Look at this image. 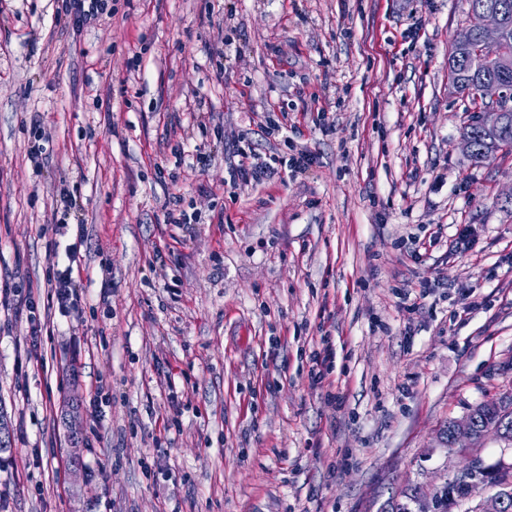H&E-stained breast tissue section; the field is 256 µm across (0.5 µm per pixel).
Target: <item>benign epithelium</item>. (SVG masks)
Listing matches in <instances>:
<instances>
[{"label": "benign epithelium", "mask_w": 512, "mask_h": 512, "mask_svg": "<svg viewBox=\"0 0 512 512\" xmlns=\"http://www.w3.org/2000/svg\"><path fill=\"white\" fill-rule=\"evenodd\" d=\"M461 40L465 43L473 63H482L490 58L497 71H512V29L501 10L482 9L475 38L463 36ZM473 95L477 103L476 112L482 117L487 138L491 141L497 140L503 126L512 119V84L495 77H487L473 90ZM451 433L457 448L469 447L474 438L483 443L490 436L500 442L505 439L502 431L494 428L476 433L473 420L467 413L452 420Z\"/></svg>", "instance_id": "7a95c632"}]
</instances>
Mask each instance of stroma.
<instances>
[{
  "label": "stroma",
  "mask_w": 512,
  "mask_h": 512,
  "mask_svg": "<svg viewBox=\"0 0 512 512\" xmlns=\"http://www.w3.org/2000/svg\"><path fill=\"white\" fill-rule=\"evenodd\" d=\"M106 3L94 27L68 0H0V275L43 324L28 360L26 320L0 306V512L428 496L453 464L444 424L512 392V152L477 164L462 147L448 54L474 22L465 0ZM41 125L54 142L36 169ZM301 150L313 163L292 171ZM241 153L270 169L236 188ZM172 201L198 215L189 231L165 223ZM79 234L82 300L62 314L43 283Z\"/></svg>",
  "instance_id": "1"
}]
</instances>
